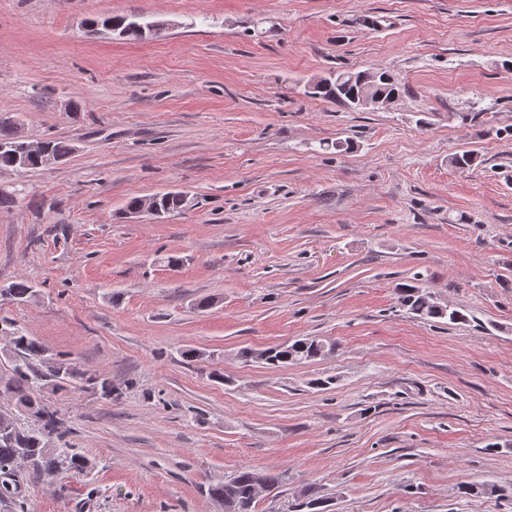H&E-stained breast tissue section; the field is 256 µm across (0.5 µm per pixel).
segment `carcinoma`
I'll use <instances>...</instances> for the list:
<instances>
[{
  "label": "carcinoma",
  "mask_w": 512,
  "mask_h": 512,
  "mask_svg": "<svg viewBox=\"0 0 512 512\" xmlns=\"http://www.w3.org/2000/svg\"><path fill=\"white\" fill-rule=\"evenodd\" d=\"M113 34L128 41H140L150 35V21L144 16L116 15L110 17ZM402 87L395 79L378 71H343L313 80L305 87L309 97L335 100L351 108H361V103L376 98L398 96ZM14 125L10 117H0V169H19L26 173L44 166L42 158L33 154L27 157L24 166H19L15 151L6 148L14 140ZM47 148L53 159L61 163L69 158L75 146L68 140H48ZM155 205L164 215L183 210L188 206L178 192L158 194ZM397 301L402 310L420 320L431 322L446 319L448 324H467L474 317L462 308H448L434 297V294L419 284H398L395 287ZM35 296L31 284L23 279L13 281L0 288V300L24 303ZM15 358L11 372L0 378V386L15 399L18 411L32 419L34 423L23 424L19 419L0 414V507L9 506L17 494L16 468L25 463L40 474L56 476H76L93 468L91 460L67 446H53L50 437L59 426L57 412L46 406L39 398V392L50 383L56 389L78 387L89 384L109 397L112 384L106 379L86 375L63 358L54 360L53 370L39 369L37 363L45 360L46 350L25 331L17 329L12 335ZM334 344L316 337L295 340L283 347H271L258 352L245 347L240 357L246 361L259 359L277 368L288 363H302L331 353ZM263 484L270 490L278 483V478L261 474L250 468H241L221 483L210 484L207 496L224 512H255L259 495L255 488Z\"/></svg>",
  "instance_id": "obj_1"
}]
</instances>
